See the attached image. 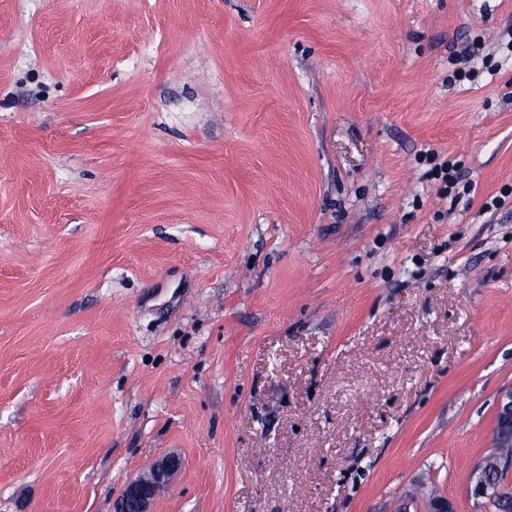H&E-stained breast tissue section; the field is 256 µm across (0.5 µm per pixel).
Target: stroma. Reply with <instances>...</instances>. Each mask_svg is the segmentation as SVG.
Listing matches in <instances>:
<instances>
[{
  "label": "stroma",
  "instance_id": "stroma-1",
  "mask_svg": "<svg viewBox=\"0 0 512 512\" xmlns=\"http://www.w3.org/2000/svg\"><path fill=\"white\" fill-rule=\"evenodd\" d=\"M511 30L512 0H0V512H114L166 454L151 512H493ZM496 466L500 470H504V471H499L498 469L490 467L486 471L487 478L494 482L498 481V482L506 485L507 474L512 468V459L508 460V461H502V462L496 464ZM484 469H485V467L483 466L482 463H480L476 467V470H475L476 474H474V476H473V479H474L473 485L470 490L471 495L475 499L485 500L492 506H499L500 502H502L504 499L503 497L506 492V488H504L503 486L497 485L494 482L487 481L485 478Z\"/></svg>",
  "mask_w": 512,
  "mask_h": 512
}]
</instances>
